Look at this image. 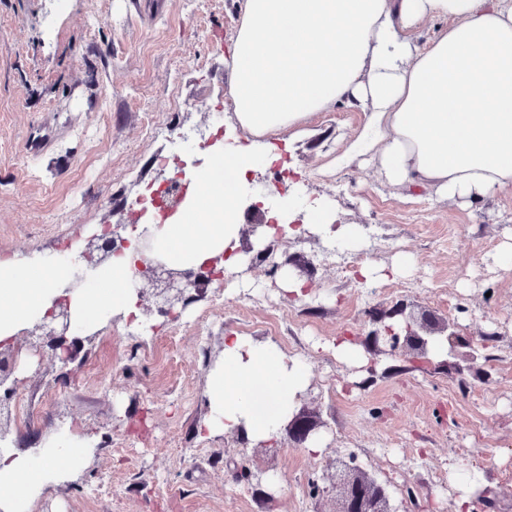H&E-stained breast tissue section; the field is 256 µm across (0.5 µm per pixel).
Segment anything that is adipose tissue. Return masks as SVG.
<instances>
[{
	"label": "adipose tissue",
	"instance_id": "obj_1",
	"mask_svg": "<svg viewBox=\"0 0 512 512\" xmlns=\"http://www.w3.org/2000/svg\"><path fill=\"white\" fill-rule=\"evenodd\" d=\"M427 18L448 29L429 43ZM231 109L247 145L212 147L190 174L194 191L179 215L156 228L175 266L216 255L225 273L246 263L239 244L250 177L270 162V135L345 101L367 121L348 156H372L390 184L467 205L512 188V0H244L228 60ZM135 249L112 256L91 287L65 294L64 265L41 256L0 260V343L69 299L73 323L93 327L112 315L140 316L133 288ZM307 380L306 367L248 337L224 338V361L209 376V433L240 431L277 439ZM0 450V512H33L47 486L69 482L88 464V444Z\"/></svg>",
	"mask_w": 512,
	"mask_h": 512
}]
</instances>
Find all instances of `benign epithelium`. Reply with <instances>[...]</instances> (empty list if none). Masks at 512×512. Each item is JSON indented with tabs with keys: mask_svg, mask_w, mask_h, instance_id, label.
<instances>
[{
	"mask_svg": "<svg viewBox=\"0 0 512 512\" xmlns=\"http://www.w3.org/2000/svg\"><path fill=\"white\" fill-rule=\"evenodd\" d=\"M131 230L138 232L140 250L153 251L154 234L152 223L141 226L131 225ZM128 246L127 238L117 230H107L104 234L92 233L81 248L78 261L89 267L97 268L114 254ZM224 260L219 254L196 268L177 269L159 259H149L137 266L139 274L152 289L154 305L161 315H171L178 305H186L190 290L197 292L214 280L218 265ZM24 334L33 340L32 347L44 350L64 363L75 359L85 337L72 331L69 300L59 298L49 312L24 330ZM434 336H444L450 346L449 354L460 357L470 365L475 364V351L458 353L456 347L457 333L450 323L440 320L423 319L419 324L411 316L404 318V333L397 332L391 326L383 327V331H374L370 336L374 345L384 341L389 344L390 351L402 349L412 351L413 360L426 362L429 340ZM9 374L0 368V406L9 404L16 394V384L8 383ZM317 424L305 415H297L288 423V440L295 446L305 444ZM329 485L322 492H335L336 507L332 512H398L391 505V496L387 487L370 473L348 464L344 468L325 474Z\"/></svg>",
	"mask_w": 512,
	"mask_h": 512,
	"instance_id": "1",
	"label": "benign epithelium"
}]
</instances>
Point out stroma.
I'll return each mask as SVG.
<instances>
[{"label": "stroma", "mask_w": 512, "mask_h": 512, "mask_svg": "<svg viewBox=\"0 0 512 512\" xmlns=\"http://www.w3.org/2000/svg\"><path fill=\"white\" fill-rule=\"evenodd\" d=\"M243 0H0V258L62 253L104 224H127L146 185L175 177L186 152L146 131L247 135L229 109V47ZM339 103L300 130L273 137L296 175L288 197L322 201L355 231L353 247L375 271L337 268L328 238L285 235L229 291L204 297L148 331L123 321L92 330L62 363L24 338L0 348L17 395L0 428L20 448L67 430L89 438L87 467L64 491L45 489L34 512H333L314 479L327 462L355 455L409 512H512V189L469 207L438 196L406 197L375 162L340 168L366 122ZM305 282L291 300L285 278ZM454 321L479 351L473 371L413 363L376 351L370 315L400 307ZM236 333L306 362L295 411L314 417L320 455L201 435L206 390ZM351 334L356 353L331 347ZM270 469L277 485L236 479L238 466Z\"/></svg>", "instance_id": "35a3bbf8"}]
</instances>
